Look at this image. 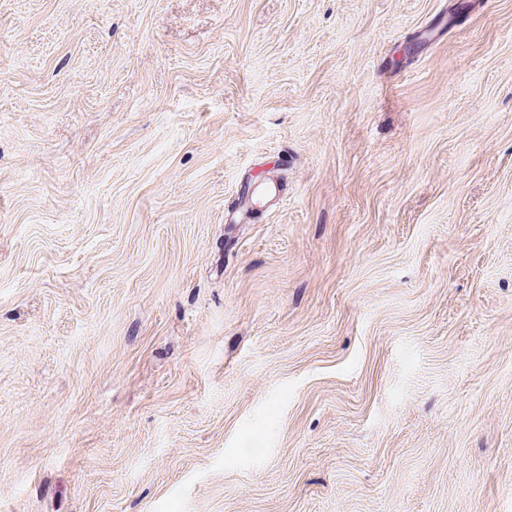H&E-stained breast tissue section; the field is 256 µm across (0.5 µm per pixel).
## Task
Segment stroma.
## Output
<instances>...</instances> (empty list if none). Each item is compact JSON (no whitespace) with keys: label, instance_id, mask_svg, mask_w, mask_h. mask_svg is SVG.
Instances as JSON below:
<instances>
[{"label":"stroma","instance_id":"1","mask_svg":"<svg viewBox=\"0 0 512 512\" xmlns=\"http://www.w3.org/2000/svg\"><path fill=\"white\" fill-rule=\"evenodd\" d=\"M0 512H512V0H0ZM248 203L246 209H231L224 213V221L228 224H241L242 222H251L256 217L258 210L261 208L259 198L267 196H280L281 190L277 183L269 182L262 186H256L246 183L241 186L240 194Z\"/></svg>","mask_w":512,"mask_h":512}]
</instances>
